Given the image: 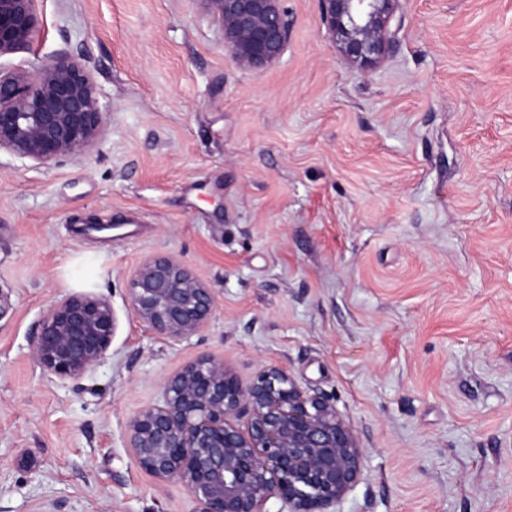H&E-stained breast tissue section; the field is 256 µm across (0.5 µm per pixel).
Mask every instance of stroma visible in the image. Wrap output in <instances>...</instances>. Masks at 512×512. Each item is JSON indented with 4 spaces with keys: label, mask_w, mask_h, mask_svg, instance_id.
<instances>
[{
    "label": "stroma",
    "mask_w": 512,
    "mask_h": 512,
    "mask_svg": "<svg viewBox=\"0 0 512 512\" xmlns=\"http://www.w3.org/2000/svg\"><path fill=\"white\" fill-rule=\"evenodd\" d=\"M284 5L262 70L199 0H43L39 41L0 58L82 56L111 104L89 155L0 154V512H193L125 423L202 355L330 400L364 450L337 512H512V0H401L369 73L319 0ZM156 255L213 288L202 335L174 344L130 313ZM73 292L108 298L118 328L61 381L32 345Z\"/></svg>",
    "instance_id": "35a3bbf8"
}]
</instances>
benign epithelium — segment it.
I'll list each match as a JSON object with an SVG mask.
<instances>
[{
	"mask_svg": "<svg viewBox=\"0 0 512 512\" xmlns=\"http://www.w3.org/2000/svg\"><path fill=\"white\" fill-rule=\"evenodd\" d=\"M42 0H0V58L28 50L42 32ZM217 14L224 46L240 64L265 68L288 40L283 0H203ZM400 0H320L340 55L364 71L392 53ZM109 103L84 60L61 51L29 67L0 66V152L50 169L95 151L104 139ZM131 314L156 336L178 342L199 334L215 293L174 256L151 257L130 278ZM117 317L98 295L54 300L38 322L33 354L44 375L79 379L112 345ZM127 447L159 481H177L194 512H336L358 482L364 451L326 399L303 390L279 366H265L247 385L202 355L168 376L161 400L131 415Z\"/></svg>",
	"mask_w": 512,
	"mask_h": 512,
	"instance_id": "benign-epithelium-1",
	"label": "benign epithelium"
}]
</instances>
